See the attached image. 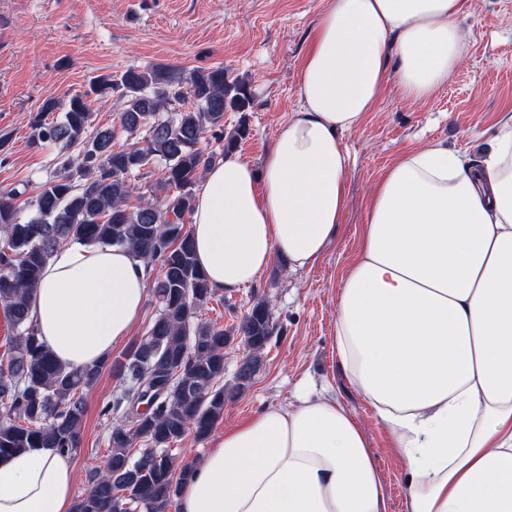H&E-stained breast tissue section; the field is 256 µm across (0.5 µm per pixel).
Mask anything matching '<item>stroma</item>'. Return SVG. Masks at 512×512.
I'll list each match as a JSON object with an SVG mask.
<instances>
[{"label": "stroma", "instance_id": "obj_1", "mask_svg": "<svg viewBox=\"0 0 512 512\" xmlns=\"http://www.w3.org/2000/svg\"><path fill=\"white\" fill-rule=\"evenodd\" d=\"M327 0H0V191L32 200L49 179L59 147L31 142L30 118L48 98L66 99L100 77L166 67L189 76L224 67L248 83L249 134L237 149L261 160L289 112L302 57ZM464 64L424 103L404 100L387 84L364 124L343 138L351 158L349 207L323 256L291 270L274 262L255 286L216 292L199 319L232 328L256 301L276 325L253 383L224 408L212 429L221 434L256 410L289 405L304 389L336 398L362 423L382 472L390 512H405L404 466L390 434L349 381L334 348L336 296L355 259L371 184L401 150L441 142L479 156L495 125L512 120V0H473L460 17ZM118 386L104 369L85 396L80 446L72 455L77 495L109 452L110 422L101 409Z\"/></svg>", "mask_w": 512, "mask_h": 512}]
</instances>
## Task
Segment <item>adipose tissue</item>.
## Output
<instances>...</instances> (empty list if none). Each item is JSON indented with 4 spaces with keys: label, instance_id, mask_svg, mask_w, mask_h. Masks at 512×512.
Wrapping results in <instances>:
<instances>
[{
    "label": "adipose tissue",
    "instance_id": "adipose-tissue-1",
    "mask_svg": "<svg viewBox=\"0 0 512 512\" xmlns=\"http://www.w3.org/2000/svg\"><path fill=\"white\" fill-rule=\"evenodd\" d=\"M471 0H329L291 112L261 166L207 169L189 234L212 287L257 282L274 259L314 264L348 208L343 142L396 81L427 101L466 54ZM146 295L126 248L71 240L29 300L64 365L102 361L132 333ZM334 343L391 435L407 512H512V123L482 159L434 142L401 152L375 183L336 299ZM70 454L0 459V512H71ZM177 512H389L366 434L336 399L305 395L225 429L193 463Z\"/></svg>",
    "mask_w": 512,
    "mask_h": 512
}]
</instances>
